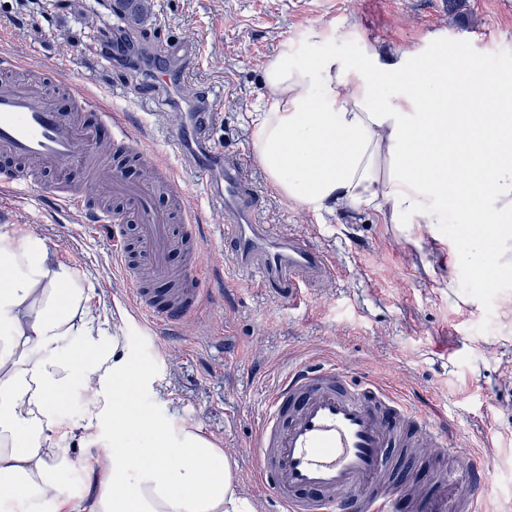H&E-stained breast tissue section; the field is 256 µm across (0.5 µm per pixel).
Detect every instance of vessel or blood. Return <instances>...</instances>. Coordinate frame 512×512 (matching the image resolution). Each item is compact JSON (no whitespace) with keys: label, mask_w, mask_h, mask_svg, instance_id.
I'll return each mask as SVG.
<instances>
[{"label":"vessel or blood","mask_w":512,"mask_h":512,"mask_svg":"<svg viewBox=\"0 0 512 512\" xmlns=\"http://www.w3.org/2000/svg\"><path fill=\"white\" fill-rule=\"evenodd\" d=\"M168 57L149 86L176 101L195 69L196 49L178 42ZM215 119L209 99H202L169 120V139L179 145L186 166L208 176L211 200L223 204L219 239L239 272L261 271L267 281L287 286L289 301L301 302L303 289L334 275L332 261L304 238L276 234L256 220L258 202L243 159L214 152L205 133L198 143H186L187 132L205 130ZM103 126L111 128L116 151L134 154L122 114L101 112L89 124L57 111L40 83L0 87V190L28 187L31 167L56 173L46 197L61 211L82 214L85 234L112 242L130 303L159 330L174 328L204 304L200 228L187 209L183 224L172 223L168 213L155 209L150 186L123 179L111 157L96 147ZM104 195L120 199L123 210L99 208ZM130 216L143 259L139 265L117 235ZM184 247L187 259L174 266L173 253ZM251 446L255 477L272 492L280 512H399L405 503L415 512H479L488 487V469L476 455L465 469L432 474L434 493L421 491L417 478L404 473L407 460L423 447L453 451V434L436 428L394 385L350 378L328 362L302 363L281 376ZM449 498L451 510L445 506Z\"/></svg>","instance_id":"b4317fda"}]
</instances>
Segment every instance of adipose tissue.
I'll use <instances>...</instances> for the list:
<instances>
[{"label": "adipose tissue", "mask_w": 512, "mask_h": 512, "mask_svg": "<svg viewBox=\"0 0 512 512\" xmlns=\"http://www.w3.org/2000/svg\"><path fill=\"white\" fill-rule=\"evenodd\" d=\"M269 100L251 148L271 185L315 214L369 210L406 241L448 249V273L512 272V77L472 54L411 64L375 55L263 67ZM453 233H446V224ZM464 248H457V238ZM93 290L34 231L0 233V507L48 512H256L236 460L200 428L126 405L130 368ZM90 391L83 419L62 403ZM111 446L84 499L68 491L65 441Z\"/></svg>", "instance_id": "obj_1"}]
</instances>
